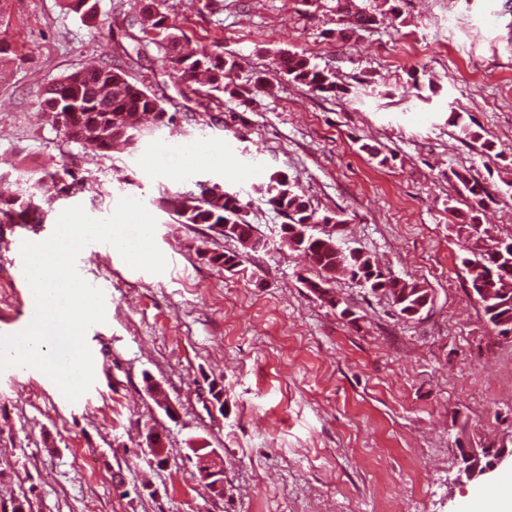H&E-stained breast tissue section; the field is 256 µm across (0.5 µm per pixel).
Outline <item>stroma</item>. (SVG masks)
Wrapping results in <instances>:
<instances>
[{
    "instance_id": "obj_1",
    "label": "stroma",
    "mask_w": 512,
    "mask_h": 512,
    "mask_svg": "<svg viewBox=\"0 0 512 512\" xmlns=\"http://www.w3.org/2000/svg\"><path fill=\"white\" fill-rule=\"evenodd\" d=\"M335 0H168L185 48H220L238 62L246 98L176 79L140 23L137 0H99L94 18L60 0H0V171L21 163L71 169L79 190L42 223L0 224V335L28 324V285L15 265L25 241L48 239L66 208L104 219L120 198L156 218L165 272L130 268L118 251L83 249L79 274L105 294L106 320L87 344L95 381L69 402L33 368L0 372V503L26 512H462L470 492H498L512 474V337L469 297L464 236L448 182L466 168L497 191L479 214L512 235V0H401V16L341 42ZM456 25H448V14ZM290 50L332 67L346 93L321 98L272 66ZM125 65L172 124L107 156L67 143L38 110L45 88L92 64ZM418 83L419 94L408 91ZM463 114L481 135L448 122ZM377 146L379 163L362 151ZM287 173L319 212L346 221V246L392 276L429 289L416 320L340 276L339 307L313 295L321 273L280 236L283 217L260 193ZM237 193L268 242L243 252L161 205L197 183ZM238 253L234 272L206 251ZM356 320L342 316V308ZM158 383L173 412L147 390ZM162 433V468L148 465L145 428ZM224 461V492L200 482L190 447ZM501 448L477 479L459 450ZM91 456L93 469L82 468Z\"/></svg>"
}]
</instances>
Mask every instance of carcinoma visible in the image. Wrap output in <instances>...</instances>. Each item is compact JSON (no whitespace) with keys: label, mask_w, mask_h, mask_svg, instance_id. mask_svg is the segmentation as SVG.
<instances>
[{"label":"carcinoma","mask_w":512,"mask_h":512,"mask_svg":"<svg viewBox=\"0 0 512 512\" xmlns=\"http://www.w3.org/2000/svg\"><path fill=\"white\" fill-rule=\"evenodd\" d=\"M64 7L84 18L95 16L97 3L93 0H62ZM166 0H139V13L151 19L152 41L163 51L167 68L178 79L193 81L198 76L207 77L210 88L216 92L239 94L236 87L224 82L236 69L234 59L224 53L203 50L186 53L177 35L170 32L168 15L164 8ZM338 16L336 38L349 40L353 36L377 25V16L368 8L354 4V0H336ZM272 65L288 80L303 85L315 94L330 96L342 91L336 83V73L322 68L297 52L282 51L276 55ZM39 110L58 117L64 112L74 113V131L63 133L69 143L90 147L106 155L114 150L135 149L137 144L130 140L132 134L145 136L152 124L166 126L174 116L159 98L130 80L121 65L104 64L73 71L62 76L45 89L39 102ZM449 123L459 129L461 135L478 140L481 135L473 130L470 123L459 113H452ZM70 177L71 182L64 181ZM456 194L469 202L468 210L458 214L460 227L468 229L465 256L461 264L467 269L472 296L480 304L484 316L492 326L498 328L512 323V236L492 237L479 230L477 212L493 201V195L484 182L469 170L452 169L448 175ZM77 179L65 169L63 172L49 171L25 179V184L35 187L38 203L25 207L15 194H0V223L39 224L42 222V204L51 203L57 197L68 194ZM268 202L296 226V237L286 244L302 252L309 262L324 272L318 281H311L307 288L322 302L336 307L338 300L333 295L331 282L338 274H347L350 279L373 293L381 292L387 297H396L400 302L393 304L398 316L405 318L409 311L417 308L429 309L432 297L427 288L417 282L390 280L383 284L371 277L373 271L382 268L363 251L353 248L343 250L339 234L326 232L322 224L345 223L337 213L319 214L312 202L296 189L285 173L275 172L264 189ZM163 207L175 214L181 224H207L224 232V225H232L226 236L236 240L243 248L254 253L266 247L265 240L256 234L253 225L243 215V205L234 192L222 190L206 193L200 189L197 196H168L162 200Z\"/></svg>","instance_id":"cac0c4a2"}]
</instances>
